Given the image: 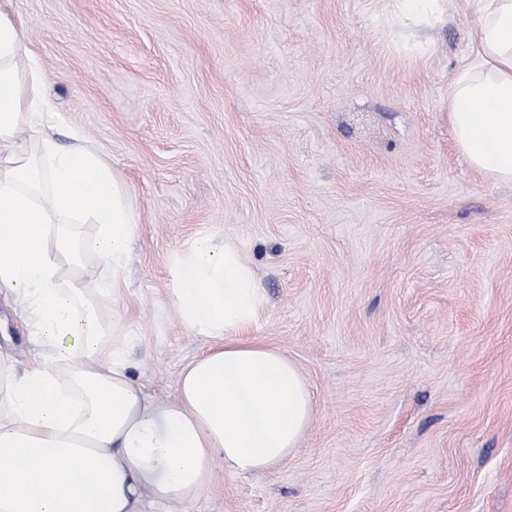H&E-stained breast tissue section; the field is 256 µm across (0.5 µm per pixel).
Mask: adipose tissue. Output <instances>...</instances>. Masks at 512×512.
I'll use <instances>...</instances> for the list:
<instances>
[{
    "label": "adipose tissue",
    "mask_w": 512,
    "mask_h": 512,
    "mask_svg": "<svg viewBox=\"0 0 512 512\" xmlns=\"http://www.w3.org/2000/svg\"><path fill=\"white\" fill-rule=\"evenodd\" d=\"M479 34L448 100L468 165L512 183V0H472ZM42 62L0 15V291L13 294L40 358L0 354V512H176L218 474L262 477L285 464L311 423L297 365L248 334L263 305L238 245L211 235L175 252L173 305L208 348L176 395L146 393L109 339L120 308L80 262L112 269L119 295L136 217L111 164L82 142L56 143L60 117ZM93 224V238L78 225Z\"/></svg>",
    "instance_id": "1"
}]
</instances>
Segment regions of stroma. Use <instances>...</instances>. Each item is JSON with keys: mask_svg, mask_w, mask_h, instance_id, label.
<instances>
[{"mask_svg": "<svg viewBox=\"0 0 512 512\" xmlns=\"http://www.w3.org/2000/svg\"><path fill=\"white\" fill-rule=\"evenodd\" d=\"M61 117L126 185L119 298L132 379L170 399L207 347L171 301L203 234L243 249L250 330L313 400L286 465L182 512H512V185L462 156L451 83L476 37L390 0H0ZM0 346L38 355L0 293Z\"/></svg>", "mask_w": 512, "mask_h": 512, "instance_id": "stroma-1", "label": "stroma"}]
</instances>
